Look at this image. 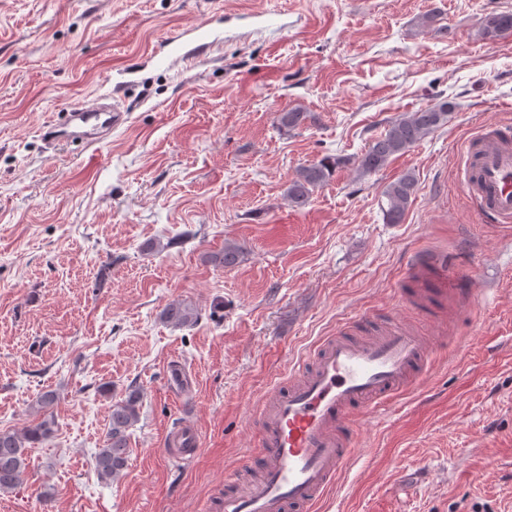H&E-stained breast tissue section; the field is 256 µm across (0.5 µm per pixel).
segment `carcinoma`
I'll return each instance as SVG.
<instances>
[{"instance_id": "1", "label": "carcinoma", "mask_w": 512, "mask_h": 512, "mask_svg": "<svg viewBox=\"0 0 512 512\" xmlns=\"http://www.w3.org/2000/svg\"><path fill=\"white\" fill-rule=\"evenodd\" d=\"M482 35L501 38L512 35V13L491 12L482 20ZM451 107L444 102L436 107L422 108L407 112L391 121L384 134L374 139L355 160L345 157H325L301 167L289 182L286 195L295 207L306 205L315 191L323 186L334 171L350 163L354 164L361 176L375 174L384 169L391 158L409 151L427 135L448 119ZM315 120L314 115L297 107L281 112L277 116L280 128L291 132ZM417 192V180L407 172L391 182L384 191L387 206L382 208L388 224L402 223ZM241 254L235 243L224 244V250L211 256L217 266L228 267L237 263ZM160 318L175 326L192 325L198 320L196 310L186 304H168L160 313ZM143 399L142 391L129 387L124 397L112 404L109 426L104 446L94 457L98 478L110 482L118 477L126 466L128 454V430L138 421ZM57 401V395L44 392L36 399V412L45 413L43 419L24 429L0 431V493L17 488L23 481L27 467L26 449L49 440L55 432V419L49 410Z\"/></svg>"}]
</instances>
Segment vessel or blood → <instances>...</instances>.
<instances>
[{"label": "vessel or blood", "instance_id": "1", "mask_svg": "<svg viewBox=\"0 0 512 512\" xmlns=\"http://www.w3.org/2000/svg\"><path fill=\"white\" fill-rule=\"evenodd\" d=\"M210 31L198 26L169 41L179 58L201 59L210 48ZM120 102H92L68 112L65 123L41 130L46 144L60 135L88 139L127 124ZM465 188L490 222L512 227V126H484L468 145ZM415 271H432L439 284L449 280L444 255L422 252L412 257ZM432 345L402 327L364 335L360 322L337 329L320 344L312 362L297 363L287 390H272L257 403L264 462L246 493L230 491L220 512H311L349 466L355 447L352 414L378 408L410 386ZM166 453L188 463L200 451L196 430L180 427L166 440Z\"/></svg>", "mask_w": 512, "mask_h": 512}]
</instances>
